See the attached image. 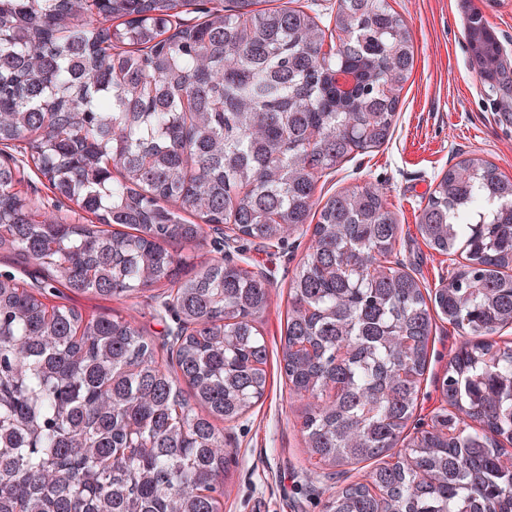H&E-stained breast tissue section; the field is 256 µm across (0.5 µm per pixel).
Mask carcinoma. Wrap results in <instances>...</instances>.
Here are the masks:
<instances>
[{
    "instance_id": "cac0c4a2",
    "label": "carcinoma",
    "mask_w": 512,
    "mask_h": 512,
    "mask_svg": "<svg viewBox=\"0 0 512 512\" xmlns=\"http://www.w3.org/2000/svg\"><path fill=\"white\" fill-rule=\"evenodd\" d=\"M191 2L0 0V144L25 142L51 189L95 217L41 213L0 163V253L74 293L161 283L185 331L164 364L131 322L50 310L1 274L0 512H221L214 421L265 394L270 284L224 256L184 276L167 245L210 224L277 244L312 228L281 372L310 399V457L373 464L326 512H512V346L484 340L512 325V177L476 154L442 174L418 228L465 263L423 292L389 265L400 225L379 187L315 197L319 176L392 136L415 63L403 17L388 0H337L330 28L286 3L229 0L170 32ZM466 33L479 77L499 78L505 53L481 8ZM437 314L483 340L448 361L452 411L401 449Z\"/></svg>"
}]
</instances>
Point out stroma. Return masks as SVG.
Returning a JSON list of instances; mask_svg holds the SVG:
<instances>
[{
    "instance_id": "1",
    "label": "stroma",
    "mask_w": 512,
    "mask_h": 512,
    "mask_svg": "<svg viewBox=\"0 0 512 512\" xmlns=\"http://www.w3.org/2000/svg\"><path fill=\"white\" fill-rule=\"evenodd\" d=\"M389 2L405 18L415 47L414 70L400 94L393 134L382 147L352 155L339 170L322 176L316 195L325 200L347 188L383 187L400 224L394 257L432 290L445 285L457 267L448 255L430 248L418 229V215L438 175L476 153L512 176V0H497L491 7L483 0ZM476 7L483 9L504 47L505 80H482L471 66L464 27L467 14ZM5 153L18 165V187L27 200L68 223H86V214L54 194L47 181L24 163L18 149L9 147ZM309 244L306 234H292L284 244L271 246L210 226L200 243L186 252L191 275L225 254L248 259L253 271L271 279V303L261 325L269 350L266 394L237 422L219 427L227 452L223 512H325L330 495L363 481L367 472L359 464L345 474L321 476L301 432L304 402L289 397L280 369L289 283ZM0 274L14 275L25 288L43 292L47 306L131 319L158 346L176 326L161 307L169 293L164 286L108 299L76 294L43 282L36 265H17L14 257L2 253ZM469 338L467 331L436 316L407 436L429 428L442 413L439 383L450 356Z\"/></svg>"
}]
</instances>
